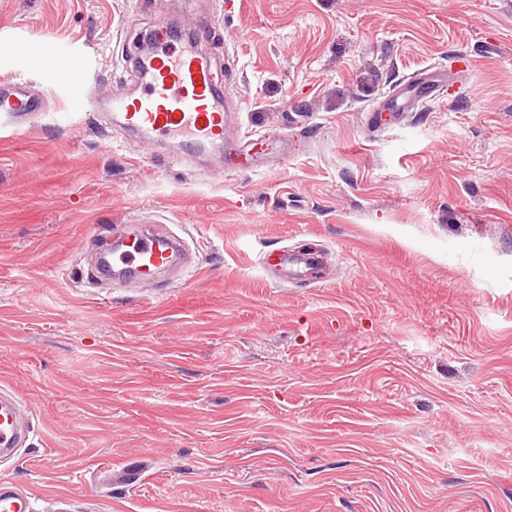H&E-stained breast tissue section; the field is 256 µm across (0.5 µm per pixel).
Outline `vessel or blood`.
Here are the masks:
<instances>
[{"label":"vessel or blood","mask_w":512,"mask_h":512,"mask_svg":"<svg viewBox=\"0 0 512 512\" xmlns=\"http://www.w3.org/2000/svg\"><path fill=\"white\" fill-rule=\"evenodd\" d=\"M180 24L168 18L159 21L150 35L155 48L148 58L134 60L141 74V90L131 96L100 98L88 81L80 56L65 46L50 49L54 66L45 68L43 82L55 85L65 78L74 111L108 107L127 128L167 141L181 143L188 152L196 149L219 156L228 167L249 171L272 154V144L262 139L229 136L234 109L213 78L214 63L195 44L178 36ZM450 71L430 69L419 78L399 86L385 103L389 111H407L418 96L452 79ZM46 110V101L31 92L27 83L13 76L0 78V138L15 139L34 127ZM113 237L119 248L109 252L101 269L124 284L152 287L156 275L173 267L179 251L177 238H162L148 231L132 232L116 226ZM28 439L22 424L21 404L10 387L0 388V462L8 460ZM34 497L16 489L9 478H0V512H34Z\"/></svg>","instance_id":"b4317fda"}]
</instances>
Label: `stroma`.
I'll return each mask as SVG.
<instances>
[{"instance_id": "35a3bbf8", "label": "stroma", "mask_w": 512, "mask_h": 512, "mask_svg": "<svg viewBox=\"0 0 512 512\" xmlns=\"http://www.w3.org/2000/svg\"><path fill=\"white\" fill-rule=\"evenodd\" d=\"M188 5L236 135L287 160L181 158L0 62L48 100L0 140L16 487L67 512H512V0H0V40L131 95L138 38ZM432 66L465 73L370 122ZM116 224L190 266L97 277Z\"/></svg>"}]
</instances>
